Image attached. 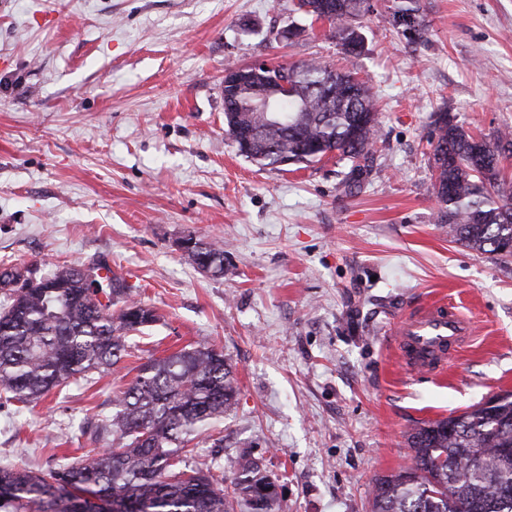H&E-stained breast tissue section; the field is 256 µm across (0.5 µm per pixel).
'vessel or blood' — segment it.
<instances>
[{"label": "vessel or blood", "instance_id": "b4317fda", "mask_svg": "<svg viewBox=\"0 0 512 512\" xmlns=\"http://www.w3.org/2000/svg\"><path fill=\"white\" fill-rule=\"evenodd\" d=\"M473 334L472 320L459 307L438 299L398 319L396 350L407 371L438 376L446 372Z\"/></svg>", "mask_w": 512, "mask_h": 512}]
</instances>
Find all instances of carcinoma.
<instances>
[{
  "instance_id": "cac0c4a2",
  "label": "carcinoma",
  "mask_w": 512,
  "mask_h": 512,
  "mask_svg": "<svg viewBox=\"0 0 512 512\" xmlns=\"http://www.w3.org/2000/svg\"><path fill=\"white\" fill-rule=\"evenodd\" d=\"M288 11L327 22L347 55L363 49L361 20L371 0H288ZM389 21L411 26L423 41L428 21L421 0H392ZM290 85L280 96L281 82ZM380 120L370 88L350 71L319 60L231 75L224 86V126L261 130L244 157L264 168L317 163L329 155L349 164L343 179L362 187L376 165ZM429 142L438 222L473 251L512 259V182L500 158L512 153V133L494 137L496 156L475 151V136L440 112ZM196 267L224 276V246L200 241L187 253ZM26 264L0 266V401L15 414L34 409L56 387L111 370L127 354L126 339L160 317L133 297L108 260L64 265L46 282L14 287ZM224 352L184 347L140 366L113 399L90 448L73 462L33 471L0 468V512H278L275 483L243 457L229 485L224 469L199 454L197 439L237 402ZM411 464L377 480L370 512H512V392L457 416L422 422L407 437Z\"/></svg>"
}]
</instances>
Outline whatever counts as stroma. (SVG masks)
I'll return each mask as SVG.
<instances>
[{"label": "stroma", "instance_id": "obj_1", "mask_svg": "<svg viewBox=\"0 0 512 512\" xmlns=\"http://www.w3.org/2000/svg\"><path fill=\"white\" fill-rule=\"evenodd\" d=\"M422 4L423 45L378 0L347 56L285 0H0V264L105 257L161 317L109 372L23 417L1 409V466L72 462L150 356L216 346L239 387L214 426L225 477L246 456L279 512H369L416 422L512 392V264L442 231L428 146L440 110L488 139L512 129V0ZM313 58L381 107L355 195L336 157L262 169L224 131L225 69ZM188 236L223 242V277L178 249ZM440 296L476 340L441 377L407 374L393 326Z\"/></svg>", "mask_w": 512, "mask_h": 512}]
</instances>
